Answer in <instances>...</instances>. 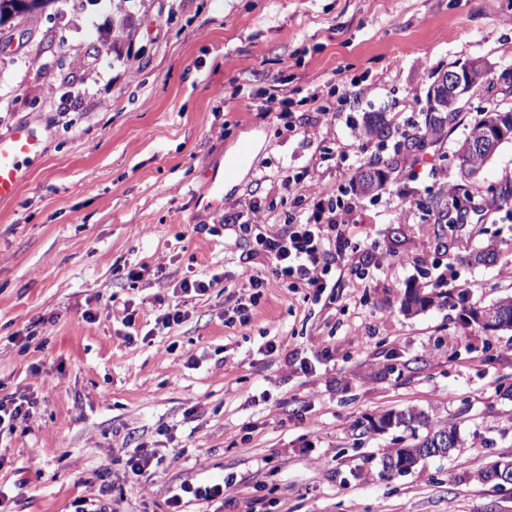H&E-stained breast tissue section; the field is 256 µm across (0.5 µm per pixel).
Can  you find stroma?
I'll use <instances>...</instances> for the list:
<instances>
[{"instance_id": "stroma-1", "label": "stroma", "mask_w": 512, "mask_h": 512, "mask_svg": "<svg viewBox=\"0 0 512 512\" xmlns=\"http://www.w3.org/2000/svg\"><path fill=\"white\" fill-rule=\"evenodd\" d=\"M126 10L132 33L112 47L99 32L111 10L88 0L0 27L20 48L0 51V136L24 123L43 146L0 201V397L37 400L0 428V512H75L78 498L168 512L180 485L222 478L223 498L184 512H512V485L477 478L512 460V331L471 315L512 296V204L446 218L459 144L484 109L512 107V0ZM60 54L79 89L63 113ZM477 58L490 64L485 86L441 137L407 150L402 134L424 133L439 73ZM275 90L292 98L290 117L260 112ZM319 105L331 115L318 119ZM372 114L389 137L368 135ZM244 143L250 161L226 181ZM359 159L384 166L375 196L353 188ZM317 180L358 205L337 287L312 300L269 283L247 325L225 326L248 296L241 254L270 273L239 216L257 207L283 227ZM477 182L488 200L512 192V141ZM404 193L422 203L408 219ZM488 247L493 261L471 262ZM185 278L215 286L187 294ZM413 292L429 305L405 309ZM175 304L182 321L158 327ZM407 409L456 427L463 446L387 478L381 459L404 431L374 422ZM139 448L163 469L128 474Z\"/></svg>"}]
</instances>
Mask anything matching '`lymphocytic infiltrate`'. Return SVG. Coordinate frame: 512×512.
I'll return each mask as SVG.
<instances>
[{
    "mask_svg": "<svg viewBox=\"0 0 512 512\" xmlns=\"http://www.w3.org/2000/svg\"><path fill=\"white\" fill-rule=\"evenodd\" d=\"M309 199L310 214L295 215L286 228L261 230L262 219L258 216L240 224V231L253 234L256 245L270 261L271 275L266 278L250 266L242 267L240 276L250 294L247 302L239 304L237 319H226V326L249 322L248 311L258 304L269 281L290 291L312 288L321 293L328 288L326 275L335 261L329 233L337 225L350 223L355 207L334 200L325 189L312 190Z\"/></svg>",
    "mask_w": 512,
    "mask_h": 512,
    "instance_id": "f902f5d3",
    "label": "lymphocytic infiltrate"
}]
</instances>
